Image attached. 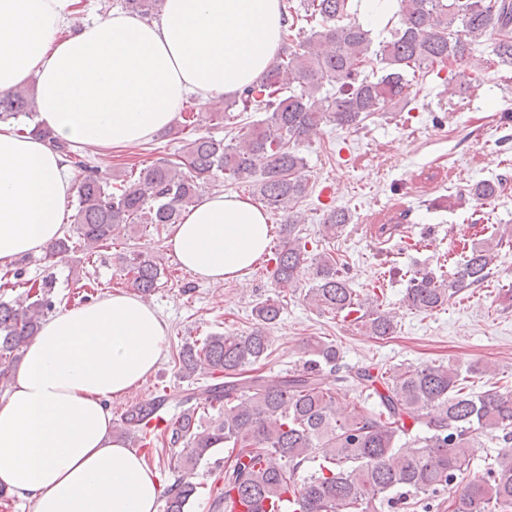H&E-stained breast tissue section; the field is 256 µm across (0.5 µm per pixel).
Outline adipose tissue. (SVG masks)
I'll list each match as a JSON object with an SVG mask.
<instances>
[{"label": "adipose tissue", "instance_id": "1", "mask_svg": "<svg viewBox=\"0 0 512 512\" xmlns=\"http://www.w3.org/2000/svg\"><path fill=\"white\" fill-rule=\"evenodd\" d=\"M85 0H0V92L34 82L35 121L62 140L124 149L167 128L187 95H229L271 64L281 0H164L160 20L115 12L81 26ZM68 165L48 141L0 121V266L63 237ZM261 206L215 192L165 245L193 276L239 280L262 256ZM167 326L120 292L46 320L0 396V487L33 512H158L163 485L112 434L113 398L161 358Z\"/></svg>", "mask_w": 512, "mask_h": 512}]
</instances>
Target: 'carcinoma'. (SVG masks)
<instances>
[{
  "mask_svg": "<svg viewBox=\"0 0 512 512\" xmlns=\"http://www.w3.org/2000/svg\"><path fill=\"white\" fill-rule=\"evenodd\" d=\"M125 9L151 19L164 0H124ZM352 0H299L283 4L286 28L281 47L267 71L244 88L237 99L214 106L212 121H230L232 110L265 112L257 123H242L230 143L191 128L182 154L113 176L109 183L90 164L79 146L48 131L32 132L48 140L79 173L75 234L48 248L67 254L93 251L108 243L119 224H139L160 231L180 221L205 185L220 177L235 184L260 182L263 206L282 213L285 224L271 260V279L291 288L300 273L311 272L306 297L321 312L355 315L353 322L368 335L387 338L397 329L393 313L379 298L359 300L349 266L329 253L311 254L297 226L305 218L295 210L306 196L307 162L299 146L323 123L357 127L389 105L409 104L413 82L432 73L451 95L453 78L441 66L465 64L472 46L487 43L499 63L512 67V0H398V20L389 38L373 43L371 30L351 15ZM36 113L35 94L21 87L0 94V119L24 120ZM500 182L469 187L478 203L493 200ZM351 222L344 208L330 207L323 232L336 235ZM504 234H492L469 255L454 262L448 276L417 272L408 280L403 303L411 310L432 312L457 294L475 288L489 276ZM131 285L141 297L160 286L164 269L137 254L127 260ZM56 278L45 276L25 295L0 302V385L10 381L12 367L37 336L55 308ZM280 300L267 298L253 307L255 323L245 334L215 333L202 345L185 343L178 354L179 372L204 375L186 401L185 410L164 428L151 423L163 407L159 396L128 410L114 432L149 447L157 438L179 449L184 474L164 491L165 512H188L197 484L190 475L219 448L228 449L224 470L214 482L213 504L231 512H266V503L288 496V512H376L414 505L424 496L423 512H512V392L489 389L467 394L461 368L444 363L400 364L376 373L354 371L365 401L348 410L324 371L337 373L342 355L337 345L315 341L305 346L303 367L276 383L250 374V366L267 358L269 329L281 315ZM217 408L209 426L198 428L195 410ZM502 432L503 446L485 472L448 498L470 464L468 448L478 431ZM315 464L308 475L302 465Z\"/></svg>",
  "mask_w": 512,
  "mask_h": 512,
  "instance_id": "cac0c4a2",
  "label": "carcinoma"
}]
</instances>
